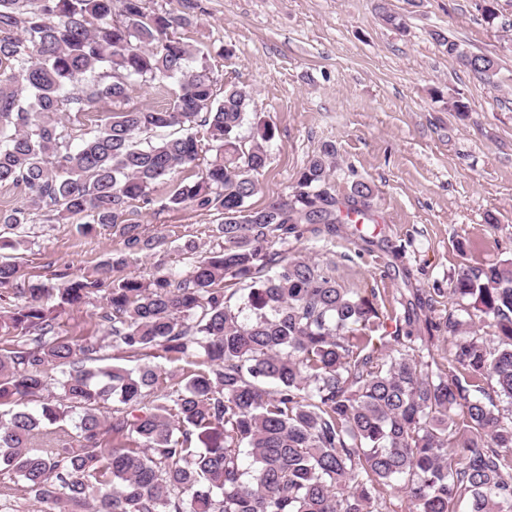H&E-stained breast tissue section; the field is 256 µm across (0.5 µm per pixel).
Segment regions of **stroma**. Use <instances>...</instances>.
Segmentation results:
<instances>
[{
  "label": "stroma",
  "instance_id": "35a3bbf8",
  "mask_svg": "<svg viewBox=\"0 0 512 512\" xmlns=\"http://www.w3.org/2000/svg\"><path fill=\"white\" fill-rule=\"evenodd\" d=\"M196 15L184 35L209 68L216 92L238 86L251 108L275 126L269 164L259 177L254 208L291 192L297 173L323 145L336 148L332 182L344 200L353 182L374 190L365 224L330 236L305 233L290 253L330 264L338 284L373 296L383 316L374 341L427 345L442 362L454 349L448 314L451 280L465 266L512 260V0H498L486 22L483 0H155ZM402 19L387 25L382 11ZM494 58L493 80L477 77L448 56L439 36ZM463 98L466 115L449 109ZM184 177L152 186L151 203L130 209L156 248L131 256L122 273L142 281L193 256L218 250L217 211L170 210L163 202ZM76 217L51 216L26 225L15 255L26 276L60 287V272L92 274L123 251L114 229L83 234ZM105 292L57 312L62 333L99 343L91 366L148 363L168 372L182 364L153 352L149 359L113 347L100 316ZM417 312L407 326V309Z\"/></svg>",
  "mask_w": 512,
  "mask_h": 512
}]
</instances>
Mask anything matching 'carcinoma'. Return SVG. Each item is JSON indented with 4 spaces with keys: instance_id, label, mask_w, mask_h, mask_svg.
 <instances>
[{
    "instance_id": "1",
    "label": "carcinoma",
    "mask_w": 512,
    "mask_h": 512,
    "mask_svg": "<svg viewBox=\"0 0 512 512\" xmlns=\"http://www.w3.org/2000/svg\"><path fill=\"white\" fill-rule=\"evenodd\" d=\"M193 24L148 0H0V185L29 196L25 208L0 207V229L16 234L43 210L85 219L84 233L118 229L125 251L91 276L59 274L58 307L105 289L113 345L188 364L179 376L87 367L96 344L61 334L43 303L51 289L27 281L28 302L0 314V470L43 512H375L399 492L407 512H512V261L463 268L451 282L448 331L483 317L494 338L456 342L446 366L423 360L422 347L379 352L366 334L380 316L372 299L275 249L302 224L335 226L336 148L323 145L289 195L251 207L275 126L254 119L243 143L250 93L235 86L216 100L207 65L181 37ZM437 39L479 78L496 75L494 59ZM134 83L167 103L128 106ZM106 104L105 122L72 147L70 114ZM169 127L177 132L159 143L138 140ZM198 127L211 157L164 207L220 212V250L185 275L115 276L127 254L157 244L129 203H151L152 185L197 166ZM372 195L354 182L349 211ZM19 277L16 262L0 260V288ZM228 279L244 291L237 307ZM51 383L60 394L36 411L12 408ZM109 400L131 411L104 416ZM50 426L47 447L28 446Z\"/></svg>"
}]
</instances>
